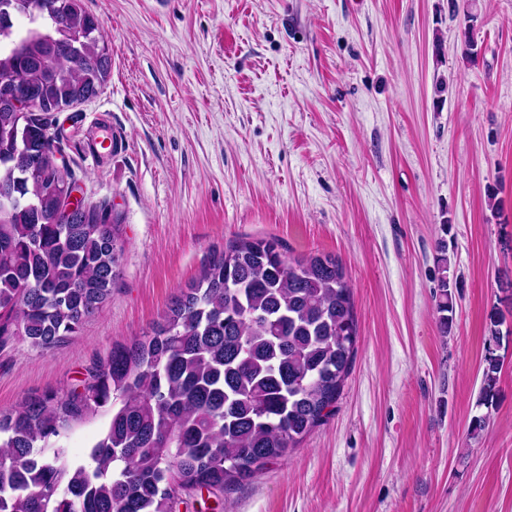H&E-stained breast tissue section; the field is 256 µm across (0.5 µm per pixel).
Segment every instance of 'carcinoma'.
Wrapping results in <instances>:
<instances>
[{
  "mask_svg": "<svg viewBox=\"0 0 512 512\" xmlns=\"http://www.w3.org/2000/svg\"><path fill=\"white\" fill-rule=\"evenodd\" d=\"M9 52L0 80L40 110L0 104V341L47 350L99 311L119 275L120 217L106 204L64 222L51 115L97 95L105 37L82 0H61ZM435 259V312L453 323L447 245ZM359 336L342 261L288 260L274 238L224 244L150 331L112 348L80 390L46 392L0 411V512H178L205 493L222 501L299 447L342 395ZM501 367L487 361L483 393ZM112 404L87 465L53 439Z\"/></svg>",
  "mask_w": 512,
  "mask_h": 512,
  "instance_id": "obj_1",
  "label": "carcinoma"
}]
</instances>
